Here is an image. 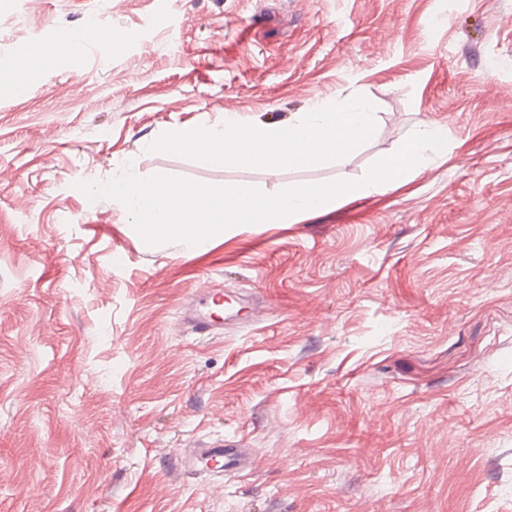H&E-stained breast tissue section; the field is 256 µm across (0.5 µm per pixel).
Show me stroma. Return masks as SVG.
Returning a JSON list of instances; mask_svg holds the SVG:
<instances>
[{"instance_id":"1","label":"stroma","mask_w":512,"mask_h":512,"mask_svg":"<svg viewBox=\"0 0 512 512\" xmlns=\"http://www.w3.org/2000/svg\"><path fill=\"white\" fill-rule=\"evenodd\" d=\"M325 97L379 115L344 165L148 149ZM424 122L448 155L407 181L201 252L82 190L357 181ZM1 167L0 512H512V0H0ZM208 288L259 322L179 326ZM217 439L249 468L196 464Z\"/></svg>"}]
</instances>
